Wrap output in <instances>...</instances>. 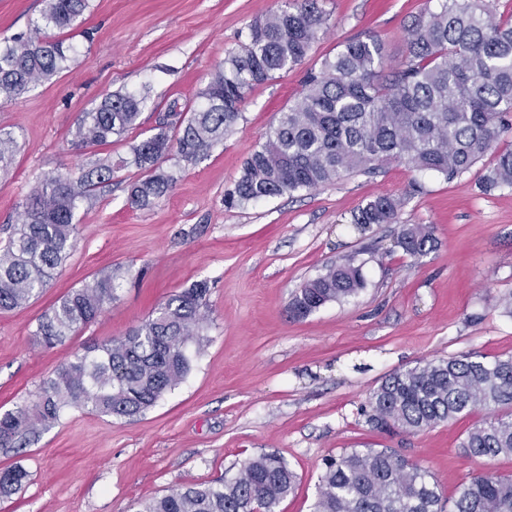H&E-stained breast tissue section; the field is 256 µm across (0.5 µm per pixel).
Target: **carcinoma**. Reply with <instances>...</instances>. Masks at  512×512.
Listing matches in <instances>:
<instances>
[{
  "label": "carcinoma",
  "instance_id": "obj_1",
  "mask_svg": "<svg viewBox=\"0 0 512 512\" xmlns=\"http://www.w3.org/2000/svg\"><path fill=\"white\" fill-rule=\"evenodd\" d=\"M89 0H47L28 34L0 42V102L16 101L32 86L68 68L75 47L61 38ZM317 0L294 3L248 25L241 49L224 58L201 92L202 106L184 115L170 106L155 132L117 163L51 173L27 198L0 249V311L26 305L53 279L75 247L80 203L112 181L114 169L134 166L143 178L130 184L128 203L146 208L174 182L162 164L174 156L187 164L207 157L241 117V105L275 73L304 63L327 29ZM144 96L109 94L80 117L71 145L103 146L135 128ZM512 16L497 15L487 0H438L413 16L406 54L385 65V47L373 33L345 40L332 57L310 70L301 96L280 112L265 141L246 158L228 208L312 190L343 175L371 173L388 162L436 172L448 181L485 157L492 166L478 184L485 192L512 189ZM16 140L0 134V169L10 166ZM404 199L379 195L352 214L359 228L396 224ZM433 232L404 224L394 245L418 259L435 249ZM364 264L349 259L307 281L289 311L304 318L366 286ZM207 284L171 296L125 337L90 347L58 366L35 399L0 414V449L22 452L68 409L130 418L153 407L190 370L188 347L200 343ZM107 274L60 297L34 336L52 347L86 327L117 300ZM368 422L382 430L416 432L476 408L484 420L461 443L466 455H512V355L492 362L467 353L389 374L370 392ZM29 474L0 468V497L20 491ZM295 475L277 453L250 459L236 477L200 484L143 501L137 512H277ZM313 512H443L429 470L391 448H353L328 460ZM448 512H512V475L482 471L458 488Z\"/></svg>",
  "mask_w": 512,
  "mask_h": 512
}]
</instances>
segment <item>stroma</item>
Masks as SVG:
<instances>
[{
    "label": "stroma",
    "mask_w": 512,
    "mask_h": 512,
    "mask_svg": "<svg viewBox=\"0 0 512 512\" xmlns=\"http://www.w3.org/2000/svg\"><path fill=\"white\" fill-rule=\"evenodd\" d=\"M426 0H319L326 32L305 64L280 71L248 94L242 117L195 165L166 161L176 182L152 206L128 203L136 167L118 170L76 211L77 243L48 288L0 313V411L34 394L70 355L125 336L169 297L206 282L201 350L186 379L143 415L82 409L62 414L0 468L29 473L0 512H136L139 502L235 475L275 452L296 475L278 512H312L327 458L354 448H391L426 467L443 499L485 469L512 474V456L471 458L460 443L484 417L475 410L415 433L371 427L370 392L390 373L468 352L512 355V190L481 192L489 161L446 181L402 164L351 174L314 190L226 208L224 192L280 113L300 95L308 68L347 38L374 31L388 64ZM286 0H90L70 38L68 70L16 102L0 103V131L17 150L0 173V244L45 175L126 158L170 104L188 110L240 48V34ZM46 0H0V39L28 32ZM144 94L137 128L105 146L72 150L82 113L115 92ZM380 194L406 199L395 224L356 229L351 214ZM432 227L437 246L414 259L395 248L400 225ZM355 259L366 286L296 319L289 303L327 266ZM118 273V298L95 322L47 348L39 318L71 289Z\"/></svg>",
    "instance_id": "35a3bbf8"
}]
</instances>
